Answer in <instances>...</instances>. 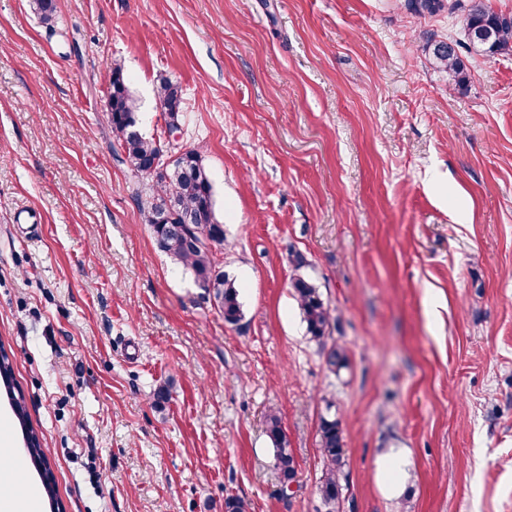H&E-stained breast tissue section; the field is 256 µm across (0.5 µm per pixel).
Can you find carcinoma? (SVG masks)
<instances>
[{"label": "carcinoma", "mask_w": 512, "mask_h": 512, "mask_svg": "<svg viewBox=\"0 0 512 512\" xmlns=\"http://www.w3.org/2000/svg\"><path fill=\"white\" fill-rule=\"evenodd\" d=\"M407 10L418 15H436L445 10L459 15L467 51H476L485 58L512 53V13L498 12L485 0H404ZM33 8L42 23L53 25L56 19L55 0H33ZM432 65L446 74L455 85L467 82L468 67L459 53L458 44L428 41L423 45ZM110 91L107 98L109 118L113 130L120 134L122 156L118 161L127 166L132 179L145 173L159 157L161 144L143 136L135 129V102L129 94L127 77L121 62L109 65ZM159 107L172 119L182 110L181 88L164 79L158 91ZM182 167L169 168L150 177L152 196L142 204L143 221L150 225L155 241L172 261L190 270L201 288L213 286L224 321L237 323L242 317L239 291L226 274L216 270L214 252L206 245L196 246L188 237L204 238L215 245H224V225L215 218L213 188L206 173L197 171L202 165L195 149L182 153ZM307 332L316 339L323 338L331 327L332 316L318 289L303 278L292 281ZM20 424L27 431L28 451L33 456L42 452L38 435L27 425V413L20 398L13 399ZM267 433L274 446L275 466L281 478L294 480L297 463L288 448V438L281 419L274 411L266 417ZM321 452L325 470L319 493L326 512H339L341 497L340 476L344 467L339 423L335 419H322Z\"/></svg>", "instance_id": "obj_1"}]
</instances>
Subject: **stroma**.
Instances as JSON below:
<instances>
[{
  "mask_svg": "<svg viewBox=\"0 0 512 512\" xmlns=\"http://www.w3.org/2000/svg\"><path fill=\"white\" fill-rule=\"evenodd\" d=\"M56 3L49 29L0 0V351L62 512H325V417L340 512H512V55L455 88L422 45L462 39L457 16L403 0ZM114 59L146 137L168 139L160 79L182 90L175 145L211 180L238 324L142 222ZM291 287L306 322L307 332L313 338H323L329 332L332 316L318 289L303 278L294 279ZM267 433L274 446L275 466L282 480H295L298 474L297 463L288 448V438L281 426L278 414L271 411L266 417ZM321 433V452L325 470L320 481L319 493L327 512H339L340 476L344 467V458L338 421L322 418Z\"/></svg>",
  "mask_w": 512,
  "mask_h": 512,
  "instance_id": "35a3bbf8",
  "label": "stroma"
}]
</instances>
